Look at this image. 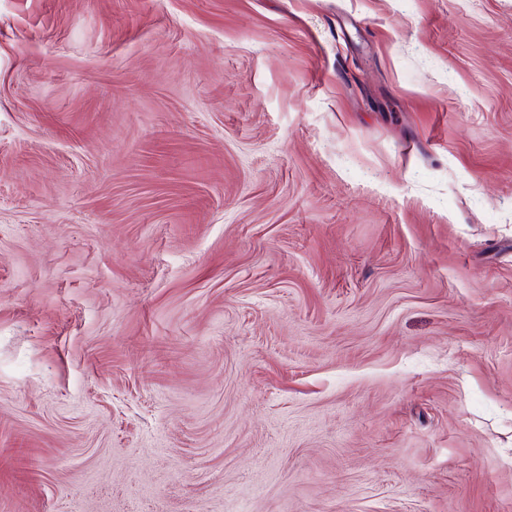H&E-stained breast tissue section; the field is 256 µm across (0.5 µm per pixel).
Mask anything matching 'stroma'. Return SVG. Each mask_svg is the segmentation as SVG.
<instances>
[{"label":"stroma","instance_id":"1","mask_svg":"<svg viewBox=\"0 0 512 512\" xmlns=\"http://www.w3.org/2000/svg\"><path fill=\"white\" fill-rule=\"evenodd\" d=\"M0 512H512V0H0Z\"/></svg>","mask_w":512,"mask_h":512}]
</instances>
